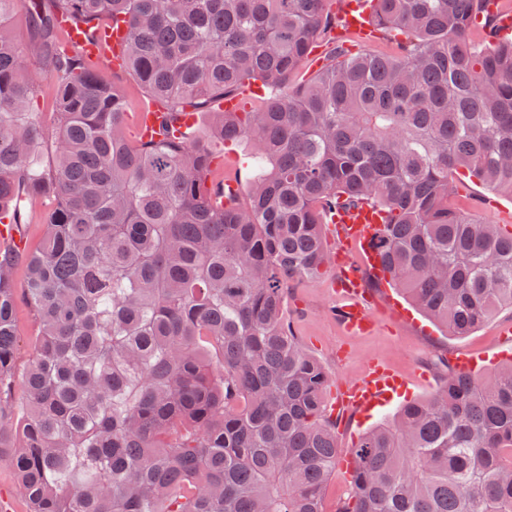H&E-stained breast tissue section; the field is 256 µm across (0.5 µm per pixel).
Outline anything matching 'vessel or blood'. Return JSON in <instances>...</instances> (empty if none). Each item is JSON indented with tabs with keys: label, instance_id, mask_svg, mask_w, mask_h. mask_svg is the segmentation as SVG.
Returning a JSON list of instances; mask_svg holds the SVG:
<instances>
[{
	"label": "vessel or blood",
	"instance_id": "vessel-or-blood-1",
	"mask_svg": "<svg viewBox=\"0 0 512 512\" xmlns=\"http://www.w3.org/2000/svg\"><path fill=\"white\" fill-rule=\"evenodd\" d=\"M342 18L347 27L357 29L362 36L368 37L375 32L368 12L359 11L356 0H350ZM66 30V52H79L113 71L124 69L122 47L126 39L125 24L120 23L99 32L70 24ZM195 121L196 117L190 111L172 118L168 113L152 108L140 112L135 133L144 140H159L168 128L175 127L184 131L190 129ZM379 226L377 210L367 205L342 204L335 208L331 217L330 227L336 242L331 255V263L337 271L333 284L337 298L336 315L345 333L352 337L369 335L376 327L369 311L371 296L365 275L371 272L382 279L387 276L382 260L373 246ZM352 246L361 248L366 254L370 265L369 272H362L351 264L345 250ZM405 385V380L395 375L384 362L373 359L368 362L359 379L341 386L338 402L368 413L386 406L392 394L402 390Z\"/></svg>",
	"mask_w": 512,
	"mask_h": 512
}]
</instances>
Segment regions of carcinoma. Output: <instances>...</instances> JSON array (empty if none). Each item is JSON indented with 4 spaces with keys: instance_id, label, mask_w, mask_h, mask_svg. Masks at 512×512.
<instances>
[{
    "instance_id": "carcinoma-1",
    "label": "carcinoma",
    "mask_w": 512,
    "mask_h": 512,
    "mask_svg": "<svg viewBox=\"0 0 512 512\" xmlns=\"http://www.w3.org/2000/svg\"><path fill=\"white\" fill-rule=\"evenodd\" d=\"M20 2L0 0V219L20 193L49 208L37 250L0 247V422L20 414L12 464L32 512H324L328 374L291 330L288 282L320 275L344 200L384 210L389 280L449 335L512 309V233L453 203L460 175L512 195V41L471 38L493 34L473 21L482 0H373L379 30L407 38L396 56L332 39L330 0H29L28 52L4 30ZM58 13L124 17L127 71L167 112L270 90L213 113L219 143L253 144L248 201L212 207L210 146L131 140L111 79L63 52ZM322 39L324 65L290 87ZM21 260L38 331L18 410ZM351 456L338 512H512V361L448 371Z\"/></svg>"
}]
</instances>
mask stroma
Returning a JSON list of instances; mask_svg holds the SVG:
<instances>
[{"label": "stroma", "instance_id": "1", "mask_svg": "<svg viewBox=\"0 0 512 512\" xmlns=\"http://www.w3.org/2000/svg\"><path fill=\"white\" fill-rule=\"evenodd\" d=\"M224 164L217 168L213 180H235L240 197H247L250 184L258 172L251 160L248 139L225 143ZM467 215L485 224H501L512 229V197L493 193L472 181H465L456 197ZM335 275L325 268L316 279L292 282L288 288L287 310L296 336L323 365L332 385L359 378L370 359L386 362L407 381L404 400L424 399L442 385L448 364L459 354L477 357L479 369H486L505 359H512V310L502 309L473 335L458 338L448 335L418 312L409 319L394 317L385 298H378L374 311L379 318L375 332L362 337L347 336L336 319V298L331 290ZM16 325L19 347L14 366V397H21L25 371L31 358L30 340L37 322L25 289V269L15 271ZM395 405H387L369 415L353 411L339 412L336 417L338 445L349 452L361 435L392 415ZM20 422L10 419L0 424V496L9 500L10 512H29V504L18 488L10 464L11 456L22 446Z\"/></svg>", "mask_w": 512, "mask_h": 512}]
</instances>
